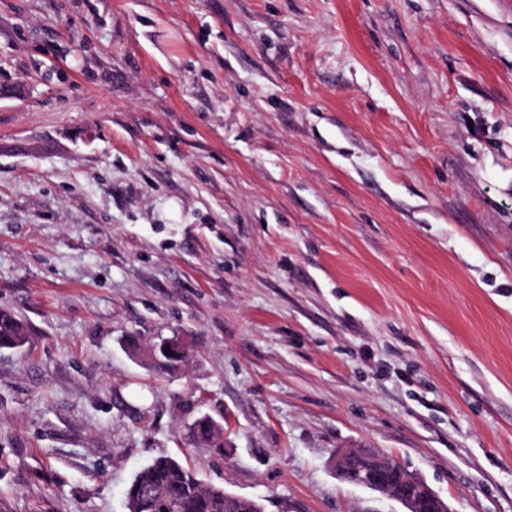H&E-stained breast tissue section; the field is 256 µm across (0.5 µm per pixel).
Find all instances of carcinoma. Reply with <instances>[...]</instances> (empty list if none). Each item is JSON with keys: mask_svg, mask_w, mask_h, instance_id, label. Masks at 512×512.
<instances>
[{"mask_svg": "<svg viewBox=\"0 0 512 512\" xmlns=\"http://www.w3.org/2000/svg\"><path fill=\"white\" fill-rule=\"evenodd\" d=\"M26 336L24 323L11 312L0 309V350L23 347ZM154 349L158 355L154 367L165 373L175 371V363L182 357L175 351L165 354L158 344L142 354L148 357ZM191 435L216 448L224 447L222 429L207 415L194 422ZM124 496L128 512H263L258 502L232 496L220 486L204 483L172 457H159L136 471Z\"/></svg>", "mask_w": 512, "mask_h": 512, "instance_id": "cac0c4a2", "label": "carcinoma"}]
</instances>
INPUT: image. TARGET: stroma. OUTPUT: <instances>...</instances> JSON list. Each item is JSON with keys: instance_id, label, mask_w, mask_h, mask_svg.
<instances>
[{"instance_id": "35a3bbf8", "label": "stroma", "mask_w": 512, "mask_h": 512, "mask_svg": "<svg viewBox=\"0 0 512 512\" xmlns=\"http://www.w3.org/2000/svg\"><path fill=\"white\" fill-rule=\"evenodd\" d=\"M1 308L0 512H512V0H0ZM24 323L10 311L0 309V350L20 349L26 343ZM216 423L219 422L210 416L204 415L194 422L191 435L197 441L209 443L216 448H223L224 442L221 441L222 429ZM334 466L336 472H343L348 467L361 469L365 473L360 474L353 481L355 485L394 497L387 477V458L375 453L372 449L359 448L356 451H342L336 455ZM128 512H263L248 498L205 484L172 457H159L141 467L124 492ZM407 489L401 502L409 507L410 512H450L447 503L431 489L417 473L407 470Z\"/></svg>"}]
</instances>
